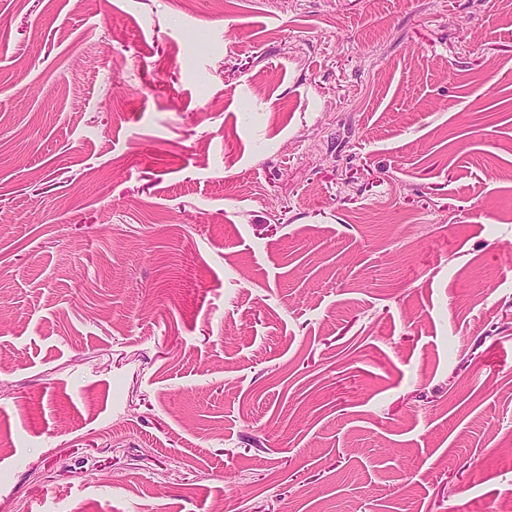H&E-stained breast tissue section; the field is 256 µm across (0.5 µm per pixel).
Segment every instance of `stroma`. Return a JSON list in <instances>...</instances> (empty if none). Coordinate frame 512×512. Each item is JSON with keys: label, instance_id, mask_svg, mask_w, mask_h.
Instances as JSON below:
<instances>
[{"label": "stroma", "instance_id": "1", "mask_svg": "<svg viewBox=\"0 0 512 512\" xmlns=\"http://www.w3.org/2000/svg\"><path fill=\"white\" fill-rule=\"evenodd\" d=\"M512 0H0V512L512 501Z\"/></svg>", "mask_w": 512, "mask_h": 512}]
</instances>
